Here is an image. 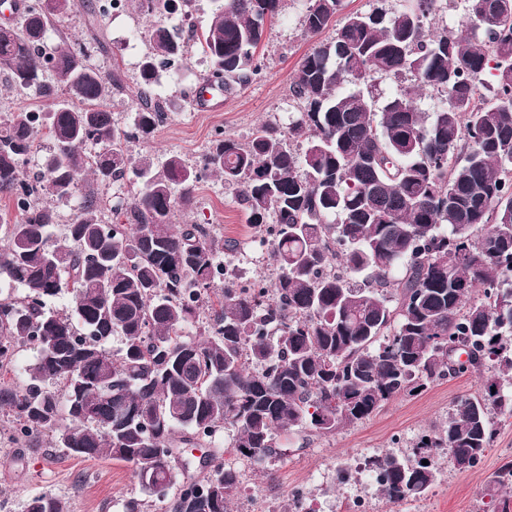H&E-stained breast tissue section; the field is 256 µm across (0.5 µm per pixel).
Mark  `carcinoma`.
I'll list each match as a JSON object with an SVG mask.
<instances>
[{
	"instance_id": "carcinoma-1",
	"label": "carcinoma",
	"mask_w": 512,
	"mask_h": 512,
	"mask_svg": "<svg viewBox=\"0 0 512 512\" xmlns=\"http://www.w3.org/2000/svg\"><path fill=\"white\" fill-rule=\"evenodd\" d=\"M214 2L194 28L206 82L232 93L260 74L282 0ZM437 2L347 14L300 59L288 130L261 123L244 141L219 131L200 170L131 151L164 116L152 97L159 73L185 53L169 27L149 30L130 131L106 104L116 78L89 63L86 44L43 51L68 0L23 4L14 34L0 28V70L16 90L66 98L0 123V193L14 204L0 217V409L12 440L47 436L77 457L129 463L169 512H232L238 470L210 455L197 479L179 449L227 429L239 457L272 459L281 432L333 434L438 380L489 370L484 391L456 397L412 455L371 460L394 504L429 490L441 452L478 467L512 419L502 393L512 384V0H467L465 33L430 27ZM137 4L193 17L194 0ZM344 9L307 0L305 33L319 36ZM408 73L413 85L377 105L375 77ZM425 90L444 96L431 113L414 102ZM44 133L51 156L28 179L21 161ZM203 169L246 206L270 279L238 280L221 259L234 242L173 224ZM129 171L142 186L112 206L125 221L100 222L106 198L89 191L55 235L47 199H71L89 174L110 186ZM64 296L68 311L50 307ZM22 350L34 362L20 375ZM492 484V512H512V459ZM23 512L65 504L43 493Z\"/></svg>"
}]
</instances>
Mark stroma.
Masks as SVG:
<instances>
[{"label":"stroma","instance_id":"obj_1","mask_svg":"<svg viewBox=\"0 0 512 512\" xmlns=\"http://www.w3.org/2000/svg\"><path fill=\"white\" fill-rule=\"evenodd\" d=\"M88 0H70L65 18L52 19L47 32L49 47L77 39L100 41L89 62L105 75L120 73L121 91L112 95L115 122L129 128L139 107L138 64L150 50L148 30L153 17L137 9L136 0H125L123 8L106 17L91 14ZM306 0H283L279 15L272 20L269 36L259 51L265 67L251 84L224 95L209 112L194 110L188 91L201 83L205 67L200 47L183 24L180 15L163 17V24L178 30L186 53L174 67L163 70L155 97L169 105L153 138L133 142L132 153L149 151L156 157L180 155L189 164H198L216 132L242 140L255 125L270 122L287 126L298 115V105L290 86L300 58L314 45L303 32ZM176 223L201 224L208 231L237 241L239 250L230 261L247 277L270 278L268 260L252 261L255 238L246 222L244 206L232 186L220 179L204 178L197 190L193 212L177 213ZM482 380L475 375L440 380L415 397L392 401L379 414L327 436H298L280 440L281 455L257 464L234 459L225 434L222 461L234 462L242 482L233 500L234 512H283L293 496L309 492L317 512H344L348 500L365 478L339 481L338 472L354 459L385 452L411 453L417 436L441 425L448 418L454 399L478 393ZM512 458V420L498 427L492 448L472 470H458L448 456L438 461L435 485L417 500L392 504L373 493L375 512H483L490 502L491 476L505 459ZM49 492L62 498L66 512H125L127 503H138L140 512H166L165 502L144 491L133 468L111 460H84L53 448L47 439L20 448L7 436H0V512H22L31 496Z\"/></svg>","mask_w":512,"mask_h":512}]
</instances>
